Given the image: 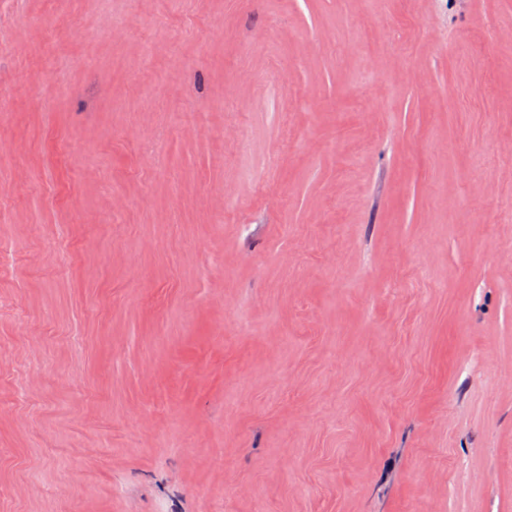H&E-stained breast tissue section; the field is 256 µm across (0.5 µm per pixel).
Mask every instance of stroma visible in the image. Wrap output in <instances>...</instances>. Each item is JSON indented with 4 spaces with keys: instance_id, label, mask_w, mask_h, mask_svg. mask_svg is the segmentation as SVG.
<instances>
[{
    "instance_id": "stroma-1",
    "label": "stroma",
    "mask_w": 512,
    "mask_h": 512,
    "mask_svg": "<svg viewBox=\"0 0 512 512\" xmlns=\"http://www.w3.org/2000/svg\"><path fill=\"white\" fill-rule=\"evenodd\" d=\"M512 0H0V512H512Z\"/></svg>"
}]
</instances>
